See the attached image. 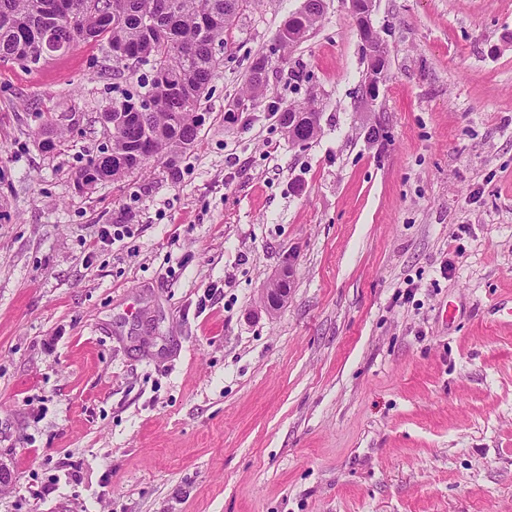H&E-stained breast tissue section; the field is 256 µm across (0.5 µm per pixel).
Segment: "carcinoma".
<instances>
[{"mask_svg":"<svg viewBox=\"0 0 512 512\" xmlns=\"http://www.w3.org/2000/svg\"><path fill=\"white\" fill-rule=\"evenodd\" d=\"M254 0H0V63L25 62L27 55L49 35L65 51L75 43L106 41L125 54L112 58L116 66L151 63L155 74L140 79L144 91H128L110 111L127 112L112 128L111 144L88 159L75 178L93 172L98 181L119 182L142 170L149 161L166 159L177 173L180 155L193 146L202 124L197 113L215 79L220 63L214 46L233 43L239 18ZM319 14L288 16L277 33L282 51L300 41L317 23ZM266 57L251 67L247 100L255 103L266 84ZM143 95L158 107L134 110ZM314 109L292 106L280 113L283 129L295 119L291 141L308 142L316 130ZM61 129L43 125L41 150L51 153L60 143Z\"/></svg>","mask_w":512,"mask_h":512,"instance_id":"obj_1","label":"carcinoma"}]
</instances>
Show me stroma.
Wrapping results in <instances>:
<instances>
[{
  "label": "stroma",
  "instance_id": "obj_1",
  "mask_svg": "<svg viewBox=\"0 0 512 512\" xmlns=\"http://www.w3.org/2000/svg\"><path fill=\"white\" fill-rule=\"evenodd\" d=\"M303 5L240 19L178 174L90 194L145 66L0 65V512H512V0H376L371 113L347 0L277 50ZM266 56L256 59L251 67V74L248 84L247 100L257 102L263 95L266 84ZM311 112V113H310ZM311 106H292L280 113L279 121L288 136V114L290 119L295 118L294 129L291 132V141L294 144L308 142L316 130L315 120L317 113ZM309 113V114H308ZM294 120L292 119V122Z\"/></svg>",
  "mask_w": 512,
  "mask_h": 512
}]
</instances>
